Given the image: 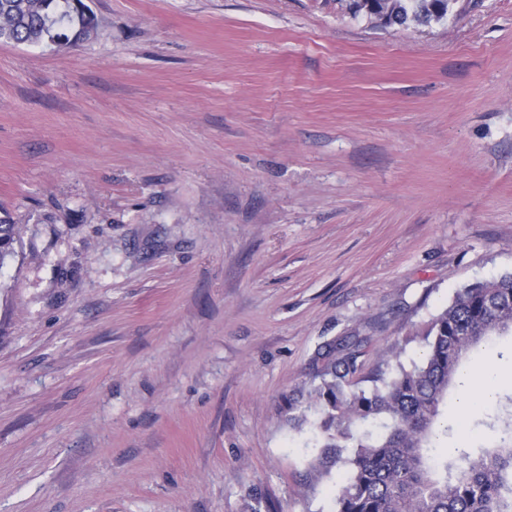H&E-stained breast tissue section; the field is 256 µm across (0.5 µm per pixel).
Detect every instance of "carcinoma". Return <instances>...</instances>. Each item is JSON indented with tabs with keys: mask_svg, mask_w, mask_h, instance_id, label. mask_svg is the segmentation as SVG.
<instances>
[{
	"mask_svg": "<svg viewBox=\"0 0 512 512\" xmlns=\"http://www.w3.org/2000/svg\"><path fill=\"white\" fill-rule=\"evenodd\" d=\"M76 0H0V39L67 50L86 40ZM456 0H349L383 27L448 18ZM15 225L0 219V262L14 253ZM512 332V273L456 291L418 340L424 354L407 368L384 361L368 389L352 380L361 356L327 351L319 382L288 399V427L323 437L307 462V486L330 482L333 512H512V435L448 459L433 454L434 426L448 408L461 362ZM381 422L383 431L369 426ZM352 449L346 453V449ZM339 481H334V477Z\"/></svg>",
	"mask_w": 512,
	"mask_h": 512,
	"instance_id": "carcinoma-1",
	"label": "carcinoma"
}]
</instances>
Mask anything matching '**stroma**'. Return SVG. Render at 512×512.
Returning <instances> with one entry per match:
<instances>
[{"instance_id": "stroma-1", "label": "stroma", "mask_w": 512, "mask_h": 512, "mask_svg": "<svg viewBox=\"0 0 512 512\" xmlns=\"http://www.w3.org/2000/svg\"><path fill=\"white\" fill-rule=\"evenodd\" d=\"M86 3L76 48L0 44V512H331L288 395L512 273V0ZM456 0H350L353 17L366 16L380 26L429 25L448 18Z\"/></svg>"}]
</instances>
